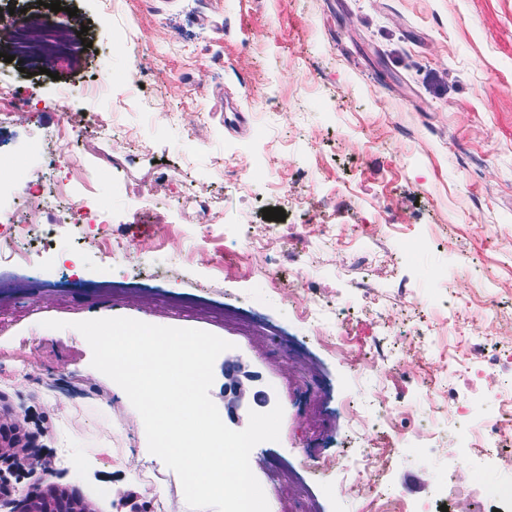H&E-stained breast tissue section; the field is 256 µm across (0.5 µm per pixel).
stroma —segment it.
<instances>
[{
  "label": "stroma",
  "mask_w": 512,
  "mask_h": 512,
  "mask_svg": "<svg viewBox=\"0 0 512 512\" xmlns=\"http://www.w3.org/2000/svg\"><path fill=\"white\" fill-rule=\"evenodd\" d=\"M60 4L0 0L56 22L74 8L88 23L85 36L69 32L49 74L36 58L8 63L25 68L18 95L31 106L0 130V147L25 173L43 172L26 145L60 123L58 86L101 64L110 89L70 112L112 113L136 136L113 144L82 122L60 145L83 160L69 189L111 215L126 254L85 247L96 225L29 215L45 227L42 263L64 277L32 281L11 301L0 409L36 436L45 480L96 512H116L123 495L148 512H192L178 475L149 452L139 413L71 327L129 317L230 342L228 356L282 405L279 441L257 444L252 459L270 512L290 499L303 512H365L344 462L361 455L380 398L394 415L364 481L389 484L406 512H456L448 488L470 485L484 451L448 466L459 446L448 404L469 395L449 352L487 372L478 413L512 395L511 378L489 373L512 355V0ZM106 8L116 25L107 43ZM194 192L222 223L184 210ZM132 201L144 223L128 215ZM268 207L285 220H265ZM324 224L337 239H321ZM252 238L265 246L242 259ZM457 296L479 311L460 333L448 328ZM316 305L314 333L297 313ZM340 310L351 361L327 345Z\"/></svg>",
  "instance_id": "1"
}]
</instances>
